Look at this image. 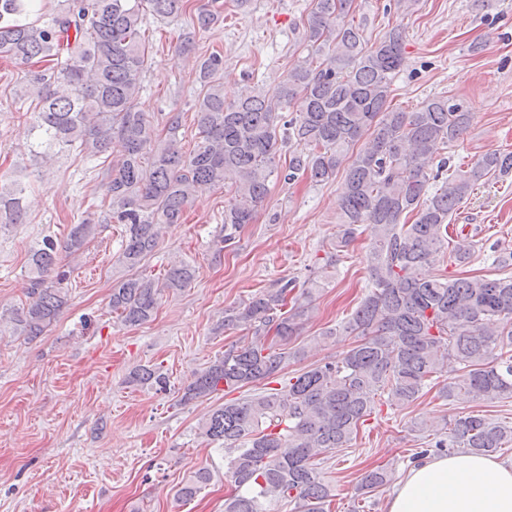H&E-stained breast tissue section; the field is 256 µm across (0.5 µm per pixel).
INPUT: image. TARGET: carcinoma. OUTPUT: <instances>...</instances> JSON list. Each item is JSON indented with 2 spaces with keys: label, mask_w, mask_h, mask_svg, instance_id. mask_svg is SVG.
<instances>
[{
  "label": "carcinoma",
  "mask_w": 512,
  "mask_h": 512,
  "mask_svg": "<svg viewBox=\"0 0 512 512\" xmlns=\"http://www.w3.org/2000/svg\"><path fill=\"white\" fill-rule=\"evenodd\" d=\"M33 0H0V58L19 65L44 59L53 65L24 73L27 111L36 114L28 150L80 148L108 162L105 198L114 224L124 226L119 263L132 275L112 282V312L128 326L151 319L164 289L191 284L196 270L168 264L163 282L137 273L157 247L158 229L179 224L196 192L232 186L224 207V241L250 224L273 177L302 176L316 183L344 171L336 201V247L370 236L368 295L352 316L323 334L353 338L339 360L311 364L286 378L287 351L299 321L320 291L318 281L284 283L224 311V328H243L250 340L231 345L196 374L182 399L191 401L248 387L224 401L200 424L201 434L233 452L227 477L233 485L224 512H268L287 502L294 512H331L336 488L321 464L346 448L374 411L376 397L403 407L423 395L427 382L448 366L457 375L441 397L494 401L512 397V276L426 274L448 240L464 198L488 175L512 170V152H492L460 166L438 188L431 164L439 150L460 139L471 113L445 97H432L413 112L389 108L391 85L404 54L401 28L369 43L349 17L353 0H312L306 19L308 54L272 93L249 90L224 99L217 75L223 58L199 62L195 103L199 140L190 152L178 146L181 113L161 117L165 136L137 106L143 73L151 66L143 20L179 19L188 0H57L58 7L30 19ZM292 109L289 119L280 111ZM297 149L282 169L276 163L277 127ZM363 147L355 149L359 141ZM25 188L0 185V228L24 216ZM95 224H73L66 251L77 254ZM473 244L459 233L455 260L465 265ZM58 244L46 235L29 255L30 301L10 313L11 333L34 339L53 325L66 302L51 280ZM131 381L167 390L168 378L147 366ZM413 429L434 437V447L492 456L512 447V426L479 414L453 422H420ZM211 479L201 469L177 496L190 499ZM392 481V471L368 467L355 490L364 496Z\"/></svg>",
  "instance_id": "cac0c4a2"
}]
</instances>
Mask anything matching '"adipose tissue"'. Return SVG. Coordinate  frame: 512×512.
Segmentation results:
<instances>
[{
	"mask_svg": "<svg viewBox=\"0 0 512 512\" xmlns=\"http://www.w3.org/2000/svg\"><path fill=\"white\" fill-rule=\"evenodd\" d=\"M386 512H512V463L465 452L424 457L392 490Z\"/></svg>",
	"mask_w": 512,
	"mask_h": 512,
	"instance_id": "ef3b65f1",
	"label": "adipose tissue"
}]
</instances>
